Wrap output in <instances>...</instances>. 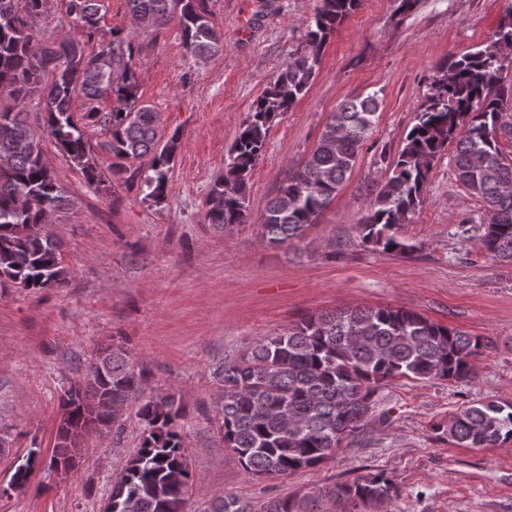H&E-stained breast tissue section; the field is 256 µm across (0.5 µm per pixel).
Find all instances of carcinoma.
<instances>
[{
  "instance_id": "carcinoma-1",
  "label": "carcinoma",
  "mask_w": 512,
  "mask_h": 512,
  "mask_svg": "<svg viewBox=\"0 0 512 512\" xmlns=\"http://www.w3.org/2000/svg\"><path fill=\"white\" fill-rule=\"evenodd\" d=\"M48 0H0V285L30 293L62 285L68 270L59 245L46 229V216L62 209L68 196L56 183L41 140L31 129L26 107L44 104L46 131L57 150L76 166L85 183L105 184L82 126L99 125L113 161V181L125 180L129 162L147 158L144 199H165L168 173L182 134L166 133L157 112L137 99L134 32L99 38L102 0H65L66 21L86 39L40 38L33 22ZM361 0H320L308 22L304 50L289 55L276 78L254 101L234 139L226 170L206 199L207 220L231 234L246 223L251 172L262 156L273 118L289 111L308 91L321 64L328 37ZM130 17L148 18L161 29L179 15L184 49L206 59L223 48L210 24L205 0H127ZM512 2L494 42L436 66L427 93L407 132L388 180L378 187L355 226L361 246L408 254L415 245L398 239L396 227L410 221L422 203L433 162L454 146L456 179L481 200L488 223L478 235L493 259L512 261V159L505 158L498 134H512L503 119L512 97L505 69L512 58ZM84 112L74 119L75 99ZM110 101L105 112L101 105ZM382 104L378 93L341 103L330 113L319 141L300 167L268 202L260 235L269 246L302 240L350 176L361 147L372 137ZM490 345L479 337L435 323L403 307H355L311 314L287 331L260 338L218 370L223 379L219 430L250 477L293 475L319 466L347 438L359 436L375 417L382 384L395 379L469 381L472 358ZM144 373L120 343L97 350L85 377L60 398L66 427L59 431L50 464L80 457L84 437L112 426L108 407H122L140 392ZM182 407L173 395L147 398L137 410L142 441L112 480V512H184L192 480L190 458L178 431ZM459 445L488 448L512 442V400L471 402L448 421L433 425ZM38 466L30 457L12 484L23 488ZM398 495L394 483L368 473L339 483L326 494L334 512L378 509ZM318 501L273 498L263 512H317ZM207 512H252L249 503L224 498Z\"/></svg>"
}]
</instances>
